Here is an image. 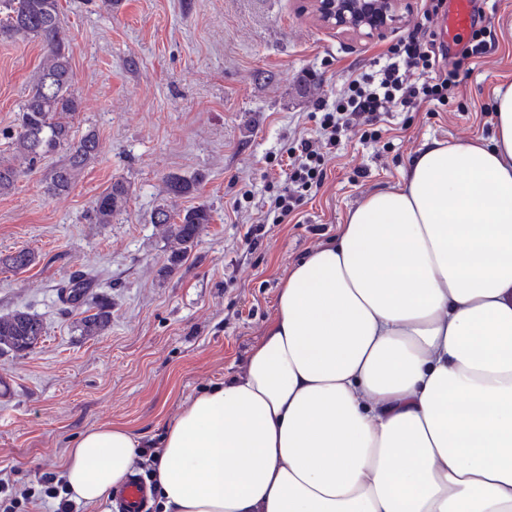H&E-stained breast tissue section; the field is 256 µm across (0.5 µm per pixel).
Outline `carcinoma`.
<instances>
[{
    "mask_svg": "<svg viewBox=\"0 0 512 512\" xmlns=\"http://www.w3.org/2000/svg\"><path fill=\"white\" fill-rule=\"evenodd\" d=\"M0 37L25 36L38 40L45 49L43 66L21 105L16 132L10 137L14 161L25 166L21 170L13 161H0V194L12 189L22 171L32 172L45 157L62 150V164L48 178L47 192L59 194L71 189L76 174L99 153V138L89 130L79 136L75 121L81 112V99L74 93L71 66V39L60 18L59 0H0ZM170 193L187 196L196 191V182L179 176L166 180ZM129 186L117 179L112 181L94 200L92 214L97 224L112 223V216L121 211L128 200ZM211 221L210 210L195 206L172 214L159 207L154 223L165 227L166 233L180 245V251L170 258L166 271H171L179 256L187 252L199 236L201 226ZM35 261V255L21 249L5 257L0 264L16 271L24 270ZM89 280L73 277L63 286L66 301L81 310L79 327L84 336H98L112 322V304L105 296L88 301ZM43 322L35 315L15 310L0 315V350L27 353L45 335Z\"/></svg>",
    "mask_w": 512,
    "mask_h": 512,
    "instance_id": "carcinoma-1",
    "label": "carcinoma"
}]
</instances>
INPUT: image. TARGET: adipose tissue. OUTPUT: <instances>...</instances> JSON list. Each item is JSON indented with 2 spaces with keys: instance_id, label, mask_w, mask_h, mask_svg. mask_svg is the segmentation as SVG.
<instances>
[{
  "instance_id": "1",
  "label": "adipose tissue",
  "mask_w": 512,
  "mask_h": 512,
  "mask_svg": "<svg viewBox=\"0 0 512 512\" xmlns=\"http://www.w3.org/2000/svg\"><path fill=\"white\" fill-rule=\"evenodd\" d=\"M494 110L285 270L245 372L168 423L162 512H512V83ZM141 446L85 431L74 500L107 512Z\"/></svg>"
}]
</instances>
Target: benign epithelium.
I'll return each mask as SVG.
<instances>
[{"label": "benign epithelium", "instance_id": "1", "mask_svg": "<svg viewBox=\"0 0 512 512\" xmlns=\"http://www.w3.org/2000/svg\"><path fill=\"white\" fill-rule=\"evenodd\" d=\"M322 21L368 37L382 36L396 21L399 0H313Z\"/></svg>", "mask_w": 512, "mask_h": 512}]
</instances>
